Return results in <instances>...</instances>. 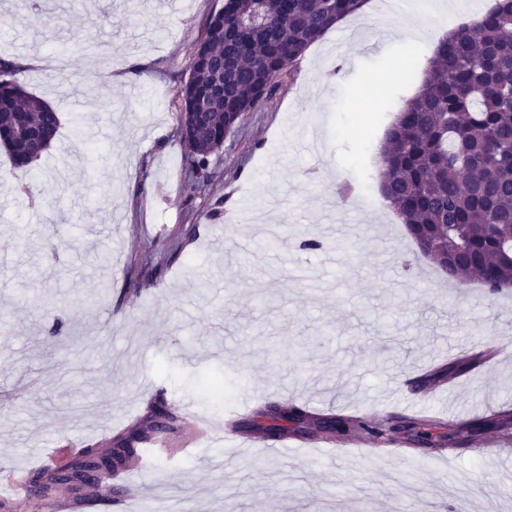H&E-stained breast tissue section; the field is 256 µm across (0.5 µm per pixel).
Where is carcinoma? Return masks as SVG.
Here are the masks:
<instances>
[{"mask_svg":"<svg viewBox=\"0 0 512 512\" xmlns=\"http://www.w3.org/2000/svg\"><path fill=\"white\" fill-rule=\"evenodd\" d=\"M363 0H224L195 51L180 91L177 134L186 177L203 192L217 172L224 129L270 98L277 79ZM0 62V146L16 167L38 160L60 119ZM381 195L436 264L455 258L457 279L475 277L493 294L512 284V4L496 3L472 25L448 33L418 94L397 115L380 155ZM178 416L153 397L140 421L110 446L87 445L64 464L37 472L31 490H83L126 468L142 446L174 429ZM512 426V411L456 429L427 418H353L313 413L286 401L264 402L233 424L275 441L316 431L325 439L401 435L417 448H443L465 435Z\"/></svg>","mask_w":512,"mask_h":512,"instance_id":"obj_1","label":"carcinoma"}]
</instances>
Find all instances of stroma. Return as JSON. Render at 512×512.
Instances as JSON below:
<instances>
[{
	"label": "stroma",
	"mask_w": 512,
	"mask_h": 512,
	"mask_svg": "<svg viewBox=\"0 0 512 512\" xmlns=\"http://www.w3.org/2000/svg\"><path fill=\"white\" fill-rule=\"evenodd\" d=\"M39 2L0 0V59L26 58L17 80L61 121L29 169L0 151V483L34 467L32 443L75 452L133 424L149 380L216 424L248 393L352 416L417 401L453 425L512 410V355H486L512 344V299L448 281L378 191L430 41L402 47L373 16L331 29L245 114L201 193L174 131L224 0ZM187 437L146 448L122 496L152 512H512V429L360 455L346 439L275 452L256 433L243 454Z\"/></svg>",
	"instance_id": "35a3bbf8"
}]
</instances>
